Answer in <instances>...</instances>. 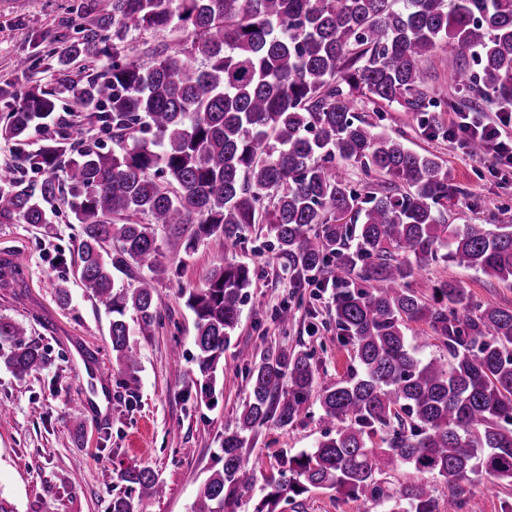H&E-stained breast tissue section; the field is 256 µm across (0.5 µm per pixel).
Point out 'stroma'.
<instances>
[{
    "label": "stroma",
    "instance_id": "35a3bbf8",
    "mask_svg": "<svg viewBox=\"0 0 512 512\" xmlns=\"http://www.w3.org/2000/svg\"><path fill=\"white\" fill-rule=\"evenodd\" d=\"M103 9L109 0H0V91L19 94L33 85L55 87V52L73 37L78 8ZM32 61L29 71L19 59ZM422 89L440 103L435 117L448 124L468 111L470 97L460 92L462 78L448 70L444 53L421 64ZM360 118L377 124L412 150L438 156L448 180L460 190L448 203L452 224H512V169L491 172L487 160L464 153L454 140L424 132L420 113L401 106L358 104ZM47 224L0 219V257L17 259L21 282L0 286V317L12 319L29 339L44 347L49 362L37 373L16 377L0 364V495L18 512H110L112 498L123 492L119 470L149 468L164 483V496L149 501L146 512H191L207 477L221 468L224 428L233 423L246 397L248 365L267 353L307 352L318 387L336 384L356 364L352 346L336 336L334 289L323 277L294 287L270 248L266 225L247 228L233 260L248 264L252 285L240 323L224 353L220 374L223 395L206 407L188 389L196 354L193 314L183 289L202 287L225 252L221 238L202 242L187 258L175 257L155 285L164 306L150 334H134L138 382L130 386L112 360L108 342L110 315L76 281L71 299L56 300V284L73 263L79 226L62 201L52 206ZM462 283L474 299L512 307V287L445 260L428 262L410 280L422 297L438 282ZM289 307L288 325L277 321ZM95 362H86L87 353ZM317 399H310L298 420L287 427L270 425L251 437L255 463L250 499L241 512H254L267 478L277 472L281 451H311L325 431ZM283 512H380L378 506L331 490H311L283 505Z\"/></svg>",
    "mask_w": 512,
    "mask_h": 512
}]
</instances>
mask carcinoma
I'll return each instance as SVG.
<instances>
[{
  "label": "carcinoma",
  "instance_id": "carcinoma-1",
  "mask_svg": "<svg viewBox=\"0 0 512 512\" xmlns=\"http://www.w3.org/2000/svg\"><path fill=\"white\" fill-rule=\"evenodd\" d=\"M177 26L189 39L130 56L131 31ZM78 30L58 53V87L28 88L0 124V140L22 145L65 95L85 120L112 132L118 150H95L77 128L20 152L18 168L42 179L31 188L0 176V218L49 224L47 204L60 199L69 208L80 226L74 276L112 315L117 366L135 378L127 314L142 334L159 323L155 281L165 260L189 257L212 237L232 251L243 227L261 217L294 287L312 272L334 274L336 330L355 349L358 367L318 392L305 352L280 350L249 367L248 395L224 429L223 467L192 512H238L251 491V434L293 424L314 394L323 440L311 452L279 456L254 512H280L312 488L388 512H439L432 483L441 480L450 487L448 512H477L457 494L460 481L512 482V308L476 301L456 280L429 300L409 287L415 269L439 256L512 283V224L448 223L445 203L459 189L447 168L356 115L361 97L431 112L437 102L421 90L419 63L438 50L450 72L478 67L467 93L512 102V0H112ZM108 40L112 63L103 74L66 77L71 63L98 57ZM337 157L391 177L389 186L364 195L350 188L336 175ZM133 269V283L116 282ZM19 274L14 260L0 258V282ZM252 279L249 265L226 259L203 287L182 290L194 316L193 384L203 398L216 394ZM419 321L431 337L414 345L408 324ZM24 336L0 317L4 363L19 378L48 361ZM431 338L448 357L418 355ZM379 432L384 446L368 447ZM398 465L411 478L392 489L382 467ZM118 479L128 492L112 498L111 512H144L165 493L145 467L122 469Z\"/></svg>",
  "mask_w": 512,
  "mask_h": 512
}]
</instances>
